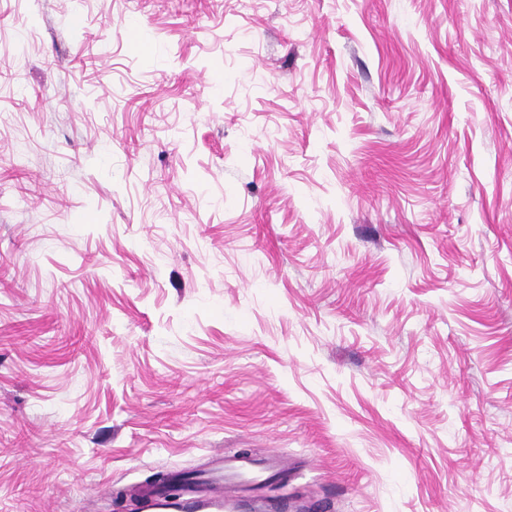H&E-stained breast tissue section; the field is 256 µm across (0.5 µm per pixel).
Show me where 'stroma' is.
I'll return each instance as SVG.
<instances>
[{
    "label": "stroma",
    "instance_id": "1",
    "mask_svg": "<svg viewBox=\"0 0 512 512\" xmlns=\"http://www.w3.org/2000/svg\"><path fill=\"white\" fill-rule=\"evenodd\" d=\"M512 512V0H0V512ZM235 508L225 497H221L220 488L207 479L183 484L180 501L169 500L157 490L149 491L143 499L142 510L145 512H163L167 509H180V512H213L212 509Z\"/></svg>",
    "mask_w": 512,
    "mask_h": 512
}]
</instances>
